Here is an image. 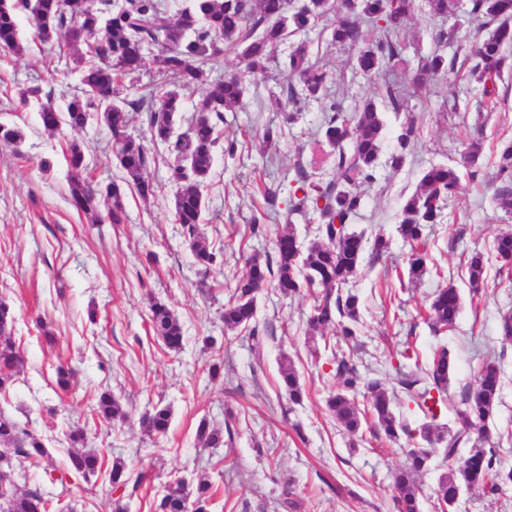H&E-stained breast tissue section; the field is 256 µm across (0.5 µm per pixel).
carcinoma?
<instances>
[{
  "label": "carcinoma",
  "instance_id": "cac0c4a2",
  "mask_svg": "<svg viewBox=\"0 0 512 512\" xmlns=\"http://www.w3.org/2000/svg\"><path fill=\"white\" fill-rule=\"evenodd\" d=\"M417 0H354L344 3L336 18L328 21L333 9L331 0H186L174 15L168 14L165 0H0V46L16 53L23 49L18 27V11L34 15L37 37L44 43L67 45L79 64L80 87L59 109L51 101L42 100L41 89L32 88L25 96L36 99L43 127L58 130L62 126L81 129L90 117L104 123L111 132L112 154L124 172V183L111 181L93 184L82 178L85 170V149L77 142L67 148L69 202L80 213L96 222L125 223L122 199L124 185H132L139 195L148 198L155 193L153 182L146 176L151 163L150 151L143 139L127 133L129 113H148L151 140L164 145L171 156L168 179L179 186L174 199L175 221L188 238L198 265L204 272L224 265V252L210 247L200 231L205 210L203 189L208 186L219 144V126L224 113L242 105L246 80L265 79L277 71L283 79L282 96L274 99L276 111L283 113V123L294 121L293 113L302 111V103L310 99L330 97L327 72L311 59L309 42H297L289 53L274 59L271 51L288 37L305 34L319 25L328 32L331 44L357 50L354 69L382 77L381 102L393 111L404 110L409 91L399 85L395 72L405 62L404 31L407 21L418 10ZM470 15L486 25L497 23L485 39L469 45L474 65L471 78L483 86V95L492 105L499 104L497 82L503 74L512 75V59L505 47L512 44V0H471ZM455 27L435 33L438 44L432 54L418 62L413 84L422 87L448 72V58L442 46L454 39ZM155 51L157 65L155 83L136 98L120 91L121 80L135 74L144 63L142 49ZM233 52L243 62L240 75L221 74L224 55ZM205 88L196 106L198 117L179 134L174 133L173 120L183 111L185 94L197 87ZM320 131L318 144L336 154L334 174L323 179L296 169V186L290 190L288 216L303 217L311 209L318 214L315 238L305 248L295 245L296 236L288 231L278 236L274 256L256 254L248 259L247 271L236 278L229 301L224 304V329L234 331L253 326L257 296L265 283L274 282L285 295L303 288L314 291L309 327L317 332L333 328L344 340L355 339L354 325L359 322V298L342 293V288L358 272L366 248L378 256L387 249V242L378 236L368 242L364 234L348 229L352 217L362 205L361 187L375 180L384 121L377 103L369 99L346 116L340 103L333 101ZM415 130L411 122L401 127L397 146L388 158L400 168L414 144ZM23 139L19 127L0 124V144L15 146ZM482 155V144L471 142L462 167L433 165L424 171L416 191L402 207L398 232L410 243L404 258L408 280L421 278L427 270L430 254L425 230L430 224L443 221V210L457 192L461 171L471 178ZM495 199L504 209H512V143L500 150ZM112 201L105 216L99 215L100 199ZM494 253L501 267L512 260V232H502L494 240ZM483 255L476 253L468 261L469 283L477 293L483 281ZM462 301L457 288L449 285L432 296L427 319L433 333L439 335L452 329L461 313ZM150 321L165 346L171 351L183 347V328L169 307L155 302L150 308ZM15 316L10 305L0 300V390L6 388L20 372L22 358L13 340ZM336 377L339 388L329 395L326 405L336 421L351 433L358 432L371 421L388 438L409 434L408 424L394 413L392 404L397 393L423 414L420 437L428 445H443L446 458L458 455L459 447L473 442L459 465L443 474L434 489L435 498L447 504L462 490L478 488L486 495L498 496L503 487L512 485V468L501 466L497 449L486 448L480 434L485 422L500 403L503 377L494 357L486 358L478 369L474 384L462 391L460 401L449 397L454 358L446 345H440L424 362L415 361V371L396 378L398 391L392 393L380 380L364 379L351 356L337 349ZM282 385L289 401L299 404L305 393L299 374L288 362L280 363ZM364 389L367 404L359 406L355 394ZM99 410L105 420L126 417L119 402L103 394ZM452 411L455 432L444 433L435 423L443 413ZM169 409L162 407L140 418L142 430L149 436H161L170 426ZM198 440L207 448L224 444L223 434L201 420ZM75 451L69 454L68 468L90 480L102 467L93 451H77L84 446L81 430L68 435ZM10 446L17 457H42L46 449L36 435L0 416V444ZM430 451L423 446L406 450V464L393 477L397 512H422V490L416 477L426 472ZM112 512H128V500L146 483L154 480L151 473L132 472L125 461L112 462ZM213 485L176 480L165 486L155 507L158 512H186L190 503L196 512H206L214 492ZM52 501L39 484L28 486L10 495L9 512H50Z\"/></svg>",
  "mask_w": 512,
  "mask_h": 512
}]
</instances>
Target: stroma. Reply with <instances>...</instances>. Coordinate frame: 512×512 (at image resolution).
Returning a JSON list of instances; mask_svg holds the SVG:
<instances>
[{
  "label": "stroma",
  "mask_w": 512,
  "mask_h": 512,
  "mask_svg": "<svg viewBox=\"0 0 512 512\" xmlns=\"http://www.w3.org/2000/svg\"><path fill=\"white\" fill-rule=\"evenodd\" d=\"M22 53L0 52V123L24 133L16 147L0 146V299L14 309V340L24 364L0 391V415L41 437L46 456L10 457L0 473L17 479L27 474L39 483L50 470L64 481L49 485L52 500L74 512H111L109 471L115 459L130 470H149L154 482L130 500L129 512H153L169 482L207 477L216 489L209 512H396L392 474L409 447L407 438L388 439L363 428L348 433L333 420L325 401L339 384L333 347L325 335L308 332L313 304L309 291L288 296L264 288L257 301L256 333L225 331L221 315L234 277L246 271L253 254H273L283 232L300 242L314 238V226L289 221L288 189L296 166L326 178L332 157L316 143L325 119L323 103L312 100L294 122L269 99L281 91L271 77L249 83L243 105L225 113L221 141L237 143L234 157L217 154L204 190L206 209L200 226L209 243L224 254L223 269L203 273L173 216L175 185L168 180V155L151 149L148 176L155 194L142 199L126 188L127 220L91 224L68 201L67 145H86L84 175L91 181H121L112 154L111 133L97 122L81 130L48 131L36 101L23 92L40 87L55 106L76 91L79 70L65 53L35 36L29 12L18 15ZM440 19L420 6L406 30L407 69L398 75L409 84L420 57L432 52ZM312 58L327 71L345 113L377 97L379 78L353 70L356 52L330 45L319 31ZM470 62L458 53L448 74L413 94L406 111L384 113V140L375 181L364 187L362 208L353 220L367 238L383 235L389 248L379 259L364 258L348 285L360 298L357 339L350 352L365 378L395 384L397 372H409L413 360L403 350L426 357L438 342L455 354L449 394L459 400L464 386L490 353L501 354V402L486 424L489 444L503 466H512V341H504L500 308L512 307V271L493 261L495 237L512 230V210L494 196L500 150L512 140V91L490 107L482 88L469 76ZM414 122L411 155L394 169L388 157L406 122ZM275 132V149L262 151L265 131ZM481 138L483 162L476 178H462L441 223L428 228L432 261L421 281L400 284L396 270L410 249L397 231L405 199L424 169L453 165L472 138ZM277 192L275 205L264 201L265 188ZM487 256L484 284L472 295L467 262ZM455 285L462 310L454 330L434 337L426 320L428 304L439 288ZM163 302L184 331L180 352L170 351L155 335L150 306ZM290 360L305 388L301 404L289 402L279 367ZM223 361L220 376L209 367ZM72 366L76 382L57 384L59 365ZM111 393L127 412L109 422L98 409L102 393ZM171 411L167 435L151 437L139 418L153 407ZM224 434V445L206 448L198 441L200 420ZM80 427L87 448L96 450L103 469L92 481L66 474L67 434Z\"/></svg>",
  "instance_id": "35a3bbf8"
}]
</instances>
